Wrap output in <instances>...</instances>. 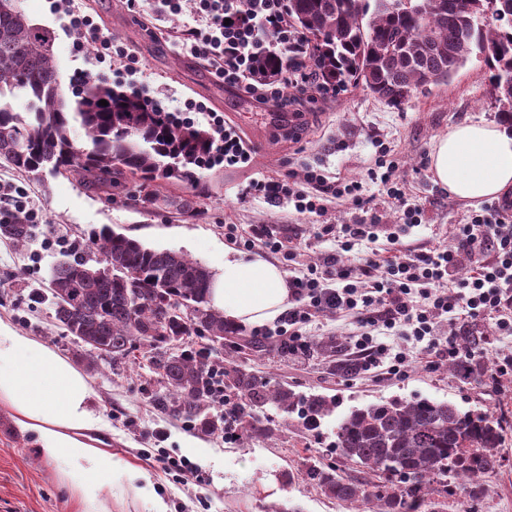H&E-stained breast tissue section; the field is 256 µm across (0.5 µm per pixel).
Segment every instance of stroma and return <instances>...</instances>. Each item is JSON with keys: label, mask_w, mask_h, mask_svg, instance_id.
Wrapping results in <instances>:
<instances>
[{"label": "stroma", "mask_w": 512, "mask_h": 512, "mask_svg": "<svg viewBox=\"0 0 512 512\" xmlns=\"http://www.w3.org/2000/svg\"><path fill=\"white\" fill-rule=\"evenodd\" d=\"M19 7L33 24L54 33L55 66L65 95H72L77 74L85 73L92 79L105 75L171 111L184 110L191 102L223 116L251 155L245 164L196 170L189 182L157 178L153 187L159 195L191 202L189 215L131 200L124 188L105 195L74 176L22 173L0 161V180L22 189L46 217L45 223L33 226L32 238L24 246L0 239V318L44 342L88 377L93 404L105 423L96 439L122 463L145 470L172 512H290L294 507L299 512H350L308 480L306 459L313 457L336 465L342 474L360 477V467L337 455L333 447L339 417L351 408L391 397H428L464 410L493 412L506 427L499 473L488 480L478 503L458 497L452 512H512L510 377L497 383L482 375L463 379L444 362L433 371L415 365L403 378L334 374L331 356L317 343L330 336L347 341L354 326L325 312L311 326L316 344L304 358H289L270 343L248 356L246 368L272 386L336 400L334 415L313 430L297 415L271 413L274 433L267 438L205 435L157 406L156 398L165 388L155 350L142 347L129 363L90 362L86 346L57 324L47 295L51 268L76 254L95 257L93 239L106 229L149 248L182 252L209 267L224 257L225 225H253L278 238L296 237L299 263L323 265L334 243L321 238L322 225L356 218H376L383 224L403 221L401 208L388 203L381 182L370 176L382 145L390 148L398 164L410 204L424 210L421 224L407 230L405 243L422 250L446 244L451 225L459 223L473 204L449 197L434 182L427 168L429 154L436 140L457 125L498 122L492 73L483 60L472 58L452 80L425 87L399 107L352 85L308 111L280 112L225 87L205 61L177 48L174 36L182 31L184 17H166L148 30L127 0H20ZM73 11L92 15L105 33L131 48L142 61L141 69L119 73L110 61L74 54L69 18ZM307 165L361 182L370 200L368 208L357 211L335 201L319 217L298 213L285 202L242 199L253 179ZM160 449L197 464L200 477L165 473L154 461ZM0 512H79L78 498L59 466L38 456L2 405Z\"/></svg>", "instance_id": "obj_1"}]
</instances>
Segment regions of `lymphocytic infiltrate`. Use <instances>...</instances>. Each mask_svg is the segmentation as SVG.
<instances>
[{
    "label": "lymphocytic infiltrate",
    "instance_id": "f902f5d3",
    "mask_svg": "<svg viewBox=\"0 0 512 512\" xmlns=\"http://www.w3.org/2000/svg\"><path fill=\"white\" fill-rule=\"evenodd\" d=\"M184 15L189 19L183 41L194 57L203 59L225 86L241 91L257 104L286 111L327 98L331 87L319 81L303 34L288 14V0H155L151 18ZM73 49L110 56L113 64L138 69L139 60L126 46L103 35L91 16L72 13ZM272 54L289 58V73L266 81L256 77L257 58ZM212 132L210 161L233 167L247 162L240 138L223 117L206 113ZM380 181L393 204L403 207L406 224H421L423 210L406 204V187L397 174L389 148L375 160ZM243 197L272 203L293 202L301 213L323 215L332 200L346 199L362 207V185L332 180L321 169L306 168L302 176L288 172L252 181ZM323 234H335L336 246L324 267L307 266L288 278L292 305L274 331L289 355L300 358L311 347L307 325L332 310L351 318L357 330L350 351L362 374H406L411 361L405 352H392L384 339L407 336L420 353L469 360L455 341H440L439 320L469 325L491 318V335H512V216L500 208L481 207L464 214L451 232V243L429 250L406 248L402 234L390 232L387 249H377L372 224H326ZM373 248L364 257L353 250L362 242Z\"/></svg>",
    "mask_w": 512,
    "mask_h": 512
}]
</instances>
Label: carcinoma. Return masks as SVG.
<instances>
[{
    "instance_id": "1",
    "label": "carcinoma",
    "mask_w": 512,
    "mask_h": 512,
    "mask_svg": "<svg viewBox=\"0 0 512 512\" xmlns=\"http://www.w3.org/2000/svg\"><path fill=\"white\" fill-rule=\"evenodd\" d=\"M396 0H288L293 24L305 35L319 75L338 86L361 84L393 106L414 92L451 79L472 56L493 71L501 118L512 127V0H413L426 17ZM54 35L30 24L13 0H0V160L24 172L72 175L107 194L131 178L191 181L190 166L209 149V133L150 107L134 93L104 81H86L64 99L53 60ZM284 62L263 58L258 71L280 75ZM24 100L23 111L12 101ZM105 100L108 105L101 106ZM83 127L90 147L70 137ZM32 228L16 215L0 223V239L23 244ZM94 245L97 264L82 258L51 271L56 320L77 339L107 347L113 361L141 343L163 349L157 368L165 383L164 410L209 434H273L255 424L269 407L297 414L310 427L337 403L273 388L234 359H211L217 345L257 349L239 326L207 302L209 269L181 252L148 248L123 234L103 232ZM471 352L479 331L457 336ZM182 346L171 350L172 342ZM240 403L228 415L211 413L214 387ZM503 421L489 412L463 411L448 401L390 398L353 408L336 425L340 456L383 475L379 484L350 480L336 467L311 463L306 476L341 503L363 502L374 512H449L448 479L464 482L472 501L501 467Z\"/></svg>"
}]
</instances>
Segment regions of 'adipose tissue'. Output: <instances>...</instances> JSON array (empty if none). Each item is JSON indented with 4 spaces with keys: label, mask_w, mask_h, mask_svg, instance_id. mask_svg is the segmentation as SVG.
Segmentation results:
<instances>
[{
    "label": "adipose tissue",
    "mask_w": 512,
    "mask_h": 512,
    "mask_svg": "<svg viewBox=\"0 0 512 512\" xmlns=\"http://www.w3.org/2000/svg\"><path fill=\"white\" fill-rule=\"evenodd\" d=\"M430 172L449 195L493 200L512 191V128L477 122L454 127L436 141ZM210 305L238 325H264L288 309L284 272L255 257L225 251L212 270ZM0 404L32 439L39 456L60 463L81 512H104L120 459L93 434L102 417L93 406L88 377L45 343L0 318Z\"/></svg>",
    "instance_id": "ef3b65f1"
}]
</instances>
